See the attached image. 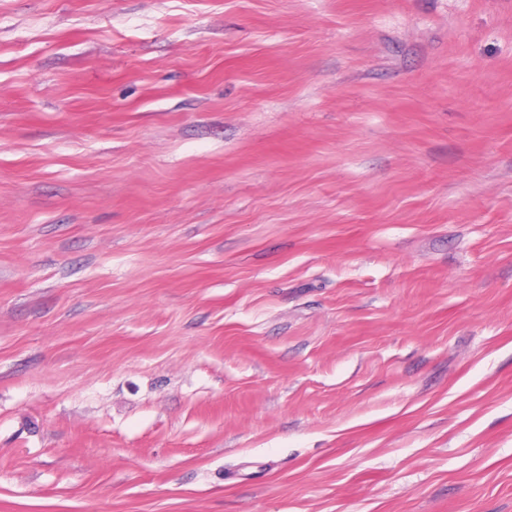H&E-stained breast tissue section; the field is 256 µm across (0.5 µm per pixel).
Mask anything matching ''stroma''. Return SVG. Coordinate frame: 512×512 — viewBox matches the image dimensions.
<instances>
[{"mask_svg": "<svg viewBox=\"0 0 512 512\" xmlns=\"http://www.w3.org/2000/svg\"><path fill=\"white\" fill-rule=\"evenodd\" d=\"M0 512H512V0H0Z\"/></svg>", "mask_w": 512, "mask_h": 512, "instance_id": "obj_1", "label": "stroma"}]
</instances>
